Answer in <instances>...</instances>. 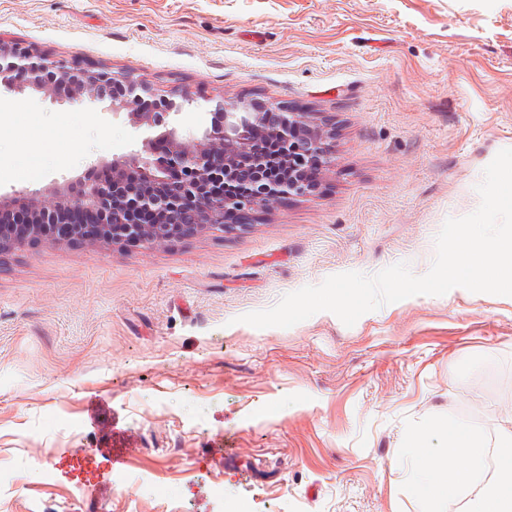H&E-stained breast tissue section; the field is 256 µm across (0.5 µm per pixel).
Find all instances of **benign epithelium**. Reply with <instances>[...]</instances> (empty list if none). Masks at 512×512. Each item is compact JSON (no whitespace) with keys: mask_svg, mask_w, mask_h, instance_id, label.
<instances>
[{"mask_svg":"<svg viewBox=\"0 0 512 512\" xmlns=\"http://www.w3.org/2000/svg\"><path fill=\"white\" fill-rule=\"evenodd\" d=\"M61 86L72 100L109 102L113 114L125 113L134 129L150 135L141 149L94 164L89 178L1 195L0 204L22 205L26 231L1 224L0 253L33 242L157 249L213 229L240 231L246 225L224 223V212L269 214L317 192L334 166V131L308 112L268 101L216 100L210 125L182 136L169 118L193 103L189 93L161 90L104 66L82 67L0 36V89H30L58 101ZM273 114L279 151L270 155L252 144ZM244 154L253 177L237 187V161Z\"/></svg>","mask_w":512,"mask_h":512,"instance_id":"obj_1","label":"benign epithelium"}]
</instances>
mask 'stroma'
<instances>
[{
	"label": "stroma",
	"mask_w": 512,
	"mask_h": 512,
	"mask_svg": "<svg viewBox=\"0 0 512 512\" xmlns=\"http://www.w3.org/2000/svg\"><path fill=\"white\" fill-rule=\"evenodd\" d=\"M0 34L203 94L184 133L213 97L336 126L320 193L245 230L0 254V512H467L414 493L407 436L447 420L496 437L512 296L456 287L350 327L240 318L332 275L430 270L512 148V0H0ZM0 105V195L141 147L100 104Z\"/></svg>",
	"instance_id": "stroma-1"
}]
</instances>
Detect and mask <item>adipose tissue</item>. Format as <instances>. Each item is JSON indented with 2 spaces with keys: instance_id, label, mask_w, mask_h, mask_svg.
Instances as JSON below:
<instances>
[{
  "instance_id": "1",
  "label": "adipose tissue",
  "mask_w": 512,
  "mask_h": 512,
  "mask_svg": "<svg viewBox=\"0 0 512 512\" xmlns=\"http://www.w3.org/2000/svg\"><path fill=\"white\" fill-rule=\"evenodd\" d=\"M507 427L495 441L465 422L446 425V441L434 448L431 431L414 433L410 446L421 465L415 483L417 493L428 501L457 497L470 486L481 469L488 446H495V473L491 484L476 496L474 512H512V416Z\"/></svg>"
}]
</instances>
